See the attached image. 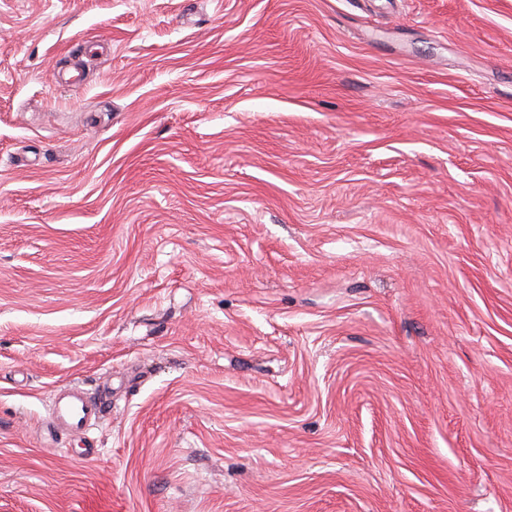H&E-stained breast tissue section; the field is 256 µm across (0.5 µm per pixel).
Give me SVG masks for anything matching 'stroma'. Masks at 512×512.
<instances>
[{
	"label": "stroma",
	"mask_w": 512,
	"mask_h": 512,
	"mask_svg": "<svg viewBox=\"0 0 512 512\" xmlns=\"http://www.w3.org/2000/svg\"><path fill=\"white\" fill-rule=\"evenodd\" d=\"M0 512H512V0H0ZM110 407L112 401L107 399L106 394L102 398L75 390L66 401L51 399L49 412L60 427L64 425L69 431L87 433Z\"/></svg>",
	"instance_id": "35a3bbf8"
}]
</instances>
